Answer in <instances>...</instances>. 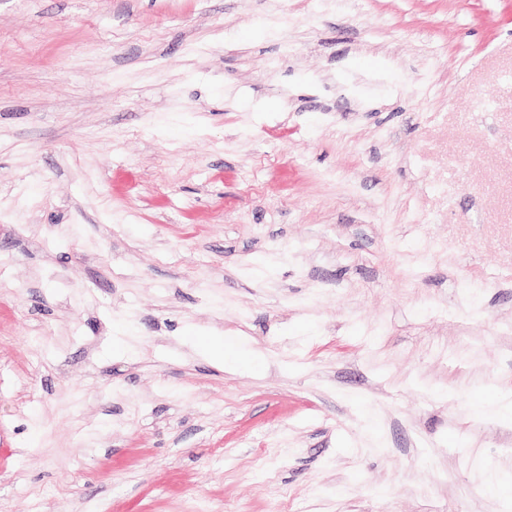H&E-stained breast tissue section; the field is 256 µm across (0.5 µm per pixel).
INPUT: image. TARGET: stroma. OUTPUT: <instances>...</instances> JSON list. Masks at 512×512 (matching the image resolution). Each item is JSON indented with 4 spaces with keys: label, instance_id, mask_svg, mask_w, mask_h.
<instances>
[{
    "label": "stroma",
    "instance_id": "stroma-1",
    "mask_svg": "<svg viewBox=\"0 0 512 512\" xmlns=\"http://www.w3.org/2000/svg\"><path fill=\"white\" fill-rule=\"evenodd\" d=\"M510 390L512 0H0V512H512ZM476 409L483 416L492 418L507 417L512 420V396L509 394H498L492 398H482L476 402Z\"/></svg>",
    "mask_w": 512,
    "mask_h": 512
}]
</instances>
